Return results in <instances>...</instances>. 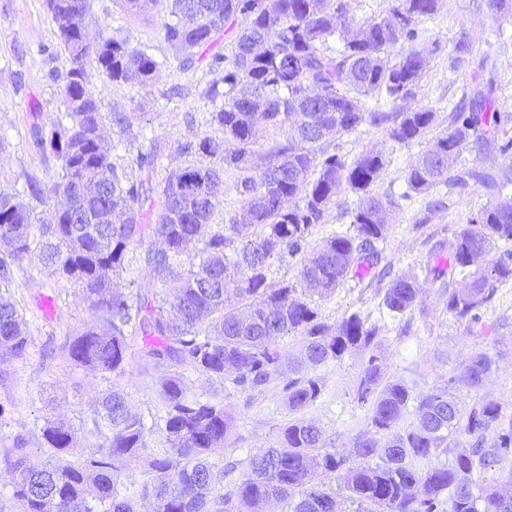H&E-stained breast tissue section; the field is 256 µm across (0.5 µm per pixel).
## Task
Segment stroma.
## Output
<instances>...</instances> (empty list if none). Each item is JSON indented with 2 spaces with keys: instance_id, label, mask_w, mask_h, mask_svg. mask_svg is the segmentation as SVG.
<instances>
[{
  "instance_id": "1",
  "label": "stroma",
  "mask_w": 512,
  "mask_h": 512,
  "mask_svg": "<svg viewBox=\"0 0 512 512\" xmlns=\"http://www.w3.org/2000/svg\"><path fill=\"white\" fill-rule=\"evenodd\" d=\"M165 12L153 8L143 14L123 10L119 0H91L87 16L90 36L105 28L133 43L145 46L158 58L170 59L172 51L163 39ZM417 43H439L429 59L417 90L418 103L435 108L436 124L426 139L408 146L387 139L383 129L368 125L325 141L328 153L352 162L363 151L383 153L388 164L372 191L398 197L396 209L382 245L381 262L394 270H413L426 290L414 310L398 321L381 322L379 305L386 289L375 272L348 278L331 296L317 300L321 316L340 323L359 314L369 323L380 324L374 350L386 377L405 380L414 392L452 386L465 403L484 398L497 401L505 415H512V280L498 284L490 303L482 306L476 320H459L446 309L445 297L427 285L434 265L449 266L453 259L455 235L469 217L490 200L476 184L464 187L439 186L427 194L406 195L405 170L425 149L430 138L448 126V115L460 103L473 75L494 78L500 111L512 114V18L493 19L484 0H438L436 12L416 25ZM467 35L473 45L469 65H451L454 42ZM65 52L57 28L47 10L46 0H0V132L6 141L0 147V187L22 184L37 177L50 186L59 161L53 153H40L31 145L33 127L50 130L60 111L59 89L48 78L53 69H63ZM213 75L207 64L184 73L176 66L162 68L147 86L115 83L97 71H89V85L102 112L118 109L133 112L138 123L152 130L166 147L195 134L217 135L209 121V109L199 97ZM442 198L443 210L431 213V199ZM357 198L339 194L326 216L316 225L300 255L273 260L269 273L272 287L297 280L303 259L312 257L332 231L350 226V212ZM22 310L30 331L31 344L25 358L10 361L0 376V451L12 447L17 434L38 440L45 418L66 415L78 430L86 448L98 446L94 436V400L112 388L128 392L133 408L147 416L159 415L161 406L155 391L157 382L172 372L163 363L150 370L139 365L141 341H133L123 375L116 376L76 369L59 351L65 337L83 330L90 320L81 290L53 285L47 273L28 268L18 274L10 289ZM487 353L494 361L483 386L473 390L451 379L472 354ZM366 360L357 352L320 367L325 388L320 399L306 409V418L316 421L329 442L348 450L352 438L367 428V408L356 399L360 372ZM192 389L201 395L219 394L232 417L227 446L212 455V462L225 465L246 461L260 448L276 445L278 431L289 419L284 400V379L271 382L260 391L243 392L232 383L220 384L198 374L189 376Z\"/></svg>"
}]
</instances>
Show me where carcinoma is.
I'll return each mask as SVG.
<instances>
[{
	"label": "carcinoma",
	"mask_w": 512,
	"mask_h": 512,
	"mask_svg": "<svg viewBox=\"0 0 512 512\" xmlns=\"http://www.w3.org/2000/svg\"><path fill=\"white\" fill-rule=\"evenodd\" d=\"M90 2L47 0L66 53L65 72L51 75L61 82L64 112L50 136L33 132V147L50 148L60 161L50 193L61 204L45 224L18 201L19 192L0 189V365L27 354L28 325L6 291L35 255L89 302L90 322L61 345L71 366L120 376L129 340L140 336L145 371L170 362L252 392L286 367L288 410L309 408L324 389L317 370L349 351H370L379 331L357 314L338 325L321 320L312 297L378 266L387 216L398 208L392 197L372 193L386 167L381 152L367 149L347 164L324 150L323 139L363 124L384 128L403 146L426 135L436 112L413 100L439 44L416 45L415 26L436 11L437 0H391L385 15L360 25L348 16V0H121L128 13L162 6L164 40L178 68L206 60L216 75L200 97L212 105L210 122L223 137L185 139L168 155L131 113L100 112L88 70L146 86L165 62L109 33L90 40ZM486 7L495 17L512 16V0H486ZM238 17L244 28L232 54L207 56L214 36ZM336 38L339 50L331 46ZM510 122L497 109L494 83H479L405 173L416 194L473 180L493 196L458 232L448 281L439 285L448 313L461 320L477 319L496 284L512 278V251L492 255L496 243L512 240V193L487 171L457 166L471 146L512 154ZM281 128L290 138L267 144V165L256 171L255 148ZM111 130L125 145L121 162L113 158ZM175 159L179 165L154 185L158 170ZM226 173L235 175L232 189L243 204L219 225L214 216ZM341 192L358 197L352 229L329 234L300 266L308 296L288 284L268 287L272 260L300 253ZM147 238L160 246L145 245ZM380 274L389 278L382 308L392 317L411 311L421 293L416 275L386 268ZM126 275L129 291H115ZM160 288L170 289L161 299ZM291 331L302 337L294 356L278 343ZM491 365L487 354L475 353L455 382L478 389ZM356 394L370 408L368 430L351 440L350 455L360 459L351 465L305 418L288 421L277 446L258 449L240 471L211 463L230 429L224 403L195 393L177 370L159 381L157 418L146 421L127 392L108 390L95 401L102 444L83 448L70 420L48 418L40 428L43 465L30 464V439L19 434L0 452V476L18 512H272L283 502L288 512H344L322 481L329 474L344 484L353 512H436L445 503L448 512H512L502 507L499 485L475 481L504 463L501 482L512 485V416L496 401L466 405L447 386L415 395L406 383L386 379L374 354ZM413 400L416 420L404 426ZM156 432L167 448L149 453ZM459 434L468 446L459 447ZM139 460L144 479L131 489L123 472Z\"/></svg>",
	"instance_id": "carcinoma-1"
}]
</instances>
